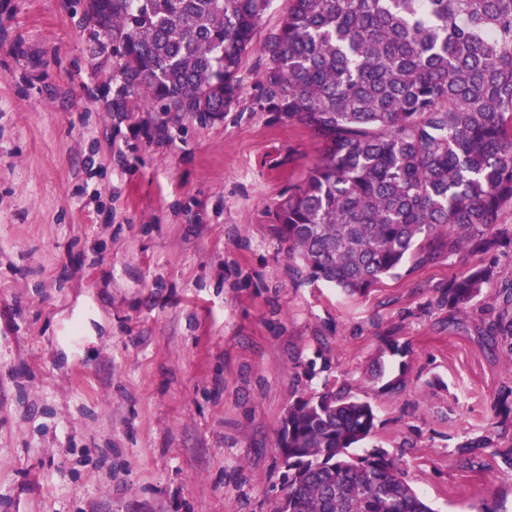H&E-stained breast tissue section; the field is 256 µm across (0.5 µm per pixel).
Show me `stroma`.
<instances>
[{
  "mask_svg": "<svg viewBox=\"0 0 512 512\" xmlns=\"http://www.w3.org/2000/svg\"><path fill=\"white\" fill-rule=\"evenodd\" d=\"M273 0L231 111L110 103L119 61L80 0H0V512H275L289 406L371 403L373 434L434 512H512V358L436 263L350 297L289 268L277 211L320 155L259 110ZM498 456L457 461L465 440Z\"/></svg>",
  "mask_w": 512,
  "mask_h": 512,
  "instance_id": "1",
  "label": "stroma"
}]
</instances>
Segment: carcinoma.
I'll list each match as a JSON object with an SVG mask.
<instances>
[{"label":"carcinoma","mask_w":512,"mask_h":512,"mask_svg":"<svg viewBox=\"0 0 512 512\" xmlns=\"http://www.w3.org/2000/svg\"><path fill=\"white\" fill-rule=\"evenodd\" d=\"M272 0H84L95 35L119 59L112 111L144 99L160 112H228ZM257 103L312 131L322 156L279 213L292 271L348 296L450 256L504 244L512 207V0H287L261 45ZM496 265L448 282L464 311ZM483 335L512 354V287ZM375 428L345 390L299 398L276 512H432L388 453L350 449ZM491 440H467L473 465Z\"/></svg>","instance_id":"carcinoma-1"}]
</instances>
